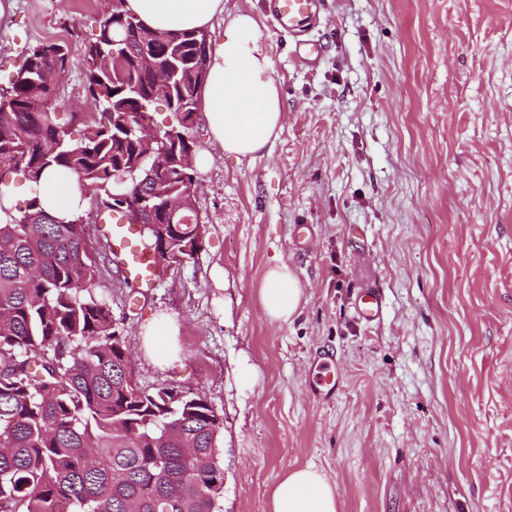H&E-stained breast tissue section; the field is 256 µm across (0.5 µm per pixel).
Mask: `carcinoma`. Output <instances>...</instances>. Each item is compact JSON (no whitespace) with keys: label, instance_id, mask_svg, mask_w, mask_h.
I'll use <instances>...</instances> for the list:
<instances>
[{"label":"carcinoma","instance_id":"carcinoma-1","mask_svg":"<svg viewBox=\"0 0 512 512\" xmlns=\"http://www.w3.org/2000/svg\"><path fill=\"white\" fill-rule=\"evenodd\" d=\"M135 28L122 60L95 62ZM169 37L180 55L163 91L176 108L197 111L196 32L145 27L104 0L98 33L84 47L83 107L63 118L57 90L41 76V44L27 49L0 102V512H221L224 417L205 399L138 385L108 304L90 287L98 244L88 233L91 208L126 213L112 198L120 174L144 173L140 138L120 128L128 113L148 111L154 89L141 73L142 45ZM47 102L32 112L33 102ZM72 173L81 201L52 215L42 204L43 175ZM173 195L184 173L160 175ZM28 188L23 208L7 204ZM145 248L187 255L197 224L140 227Z\"/></svg>","mask_w":512,"mask_h":512}]
</instances>
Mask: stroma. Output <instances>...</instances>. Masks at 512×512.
<instances>
[{"instance_id":"1","label":"stroma","mask_w":512,"mask_h":512,"mask_svg":"<svg viewBox=\"0 0 512 512\" xmlns=\"http://www.w3.org/2000/svg\"><path fill=\"white\" fill-rule=\"evenodd\" d=\"M0 18V88L38 42L61 39V112L82 98L100 0H12ZM251 14L284 103L253 161L227 156L203 116L194 259L143 299L112 263L91 291L127 336L139 384L188 390L224 417L222 512H272L308 465L337 512H512V0H324L301 63L265 0ZM287 263L299 314L267 319V269ZM380 289L375 322L356 310ZM166 320L180 352L143 333ZM340 392L316 398L319 358ZM172 327L168 322L162 321L160 323L151 324L145 331L146 348L155 356L160 354L161 357H166L173 352L170 342L162 344L156 336H172Z\"/></svg>"}]
</instances>
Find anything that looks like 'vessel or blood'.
Wrapping results in <instances>:
<instances>
[{"mask_svg": "<svg viewBox=\"0 0 512 512\" xmlns=\"http://www.w3.org/2000/svg\"><path fill=\"white\" fill-rule=\"evenodd\" d=\"M267 4L280 29L292 37L307 35L318 23L317 0H267ZM97 229L110 249L113 265L126 279L144 292L154 288V263L141 241L138 224L122 213L109 212L98 217ZM357 310L364 320H376L382 310L379 293L372 289L364 291Z\"/></svg>", "mask_w": 512, "mask_h": 512, "instance_id": "1", "label": "vessel or blood"}]
</instances>
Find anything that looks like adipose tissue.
I'll return each instance as SVG.
<instances>
[{"instance_id": "obj_1", "label": "adipose tissue", "mask_w": 512, "mask_h": 512, "mask_svg": "<svg viewBox=\"0 0 512 512\" xmlns=\"http://www.w3.org/2000/svg\"><path fill=\"white\" fill-rule=\"evenodd\" d=\"M125 8L148 28L168 33L211 28L225 16L224 37L212 47L199 91L211 136L224 153L253 159L270 148L282 128L283 102L271 62L247 13L227 15L225 0H126ZM47 211L62 213L78 198L74 176L52 171L42 183ZM304 288L287 264L270 268L260 291L265 317L288 321L297 315ZM273 512H336V488L311 466L288 472L272 491Z\"/></svg>"}]
</instances>
